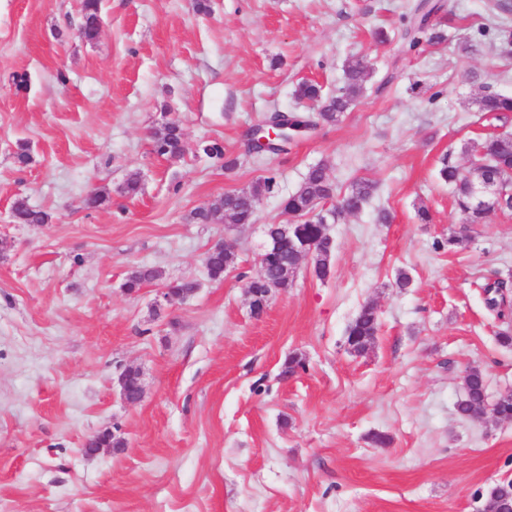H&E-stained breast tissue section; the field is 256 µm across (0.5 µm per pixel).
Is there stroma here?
I'll use <instances>...</instances> for the list:
<instances>
[{"instance_id":"obj_1","label":"stroma","mask_w":512,"mask_h":512,"mask_svg":"<svg viewBox=\"0 0 512 512\" xmlns=\"http://www.w3.org/2000/svg\"><path fill=\"white\" fill-rule=\"evenodd\" d=\"M433 2L443 41L407 52L415 0H208L205 14L193 0H102L91 41L80 0H0V512H482L512 480V421L456 411L469 368L489 397L512 390V346L481 290L512 283V212L468 223L438 176L468 167L473 141L512 133L479 104L512 95V54L493 40L512 0L507 13ZM353 58L366 92L339 122L248 152L271 113L314 112L298 84L336 93ZM174 118L185 152L170 160L152 133ZM206 139L237 167L199 153ZM320 162L338 192L360 178L376 190L328 225L329 276L303 260L253 316L244 285L265 227L289 223L283 200ZM270 175L254 223L191 220ZM96 191L106 202L83 209ZM21 198L48 223H14ZM224 238L237 258L214 281L202 257ZM138 266L162 277L127 292ZM182 279L197 292L160 303ZM368 303L379 331L356 354L346 330ZM129 367L135 404L118 384ZM105 431L122 447L86 455Z\"/></svg>"}]
</instances>
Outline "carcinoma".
<instances>
[{
  "label": "carcinoma",
  "mask_w": 512,
  "mask_h": 512,
  "mask_svg": "<svg viewBox=\"0 0 512 512\" xmlns=\"http://www.w3.org/2000/svg\"><path fill=\"white\" fill-rule=\"evenodd\" d=\"M438 10L426 0H421L414 7V14L418 16V24L406 28L402 39L413 49L420 44V34L424 32V25L428 18ZM82 36L91 41L99 33L101 24V0H82L81 3ZM365 66L362 61H351L345 68V85L339 93L328 95L323 92L322 86L317 83L303 82L296 89V96L315 103L317 112L311 115L289 114L288 122L295 125L315 126L334 124L349 107L361 98L366 91ZM480 111L489 114L499 121H507L512 113V96L497 92L486 93L480 101ZM153 147L160 156L170 159L179 158L183 154L182 130L179 121L172 119L160 130L155 132ZM199 149L209 158L213 159L218 167L231 170L236 166V160L225 156L224 144L218 140L203 141ZM470 155L477 161L467 169L442 162L439 177L442 181L452 185L455 190V204L457 209L467 216L472 224H478L489 214L493 205V196L487 194L478 196L474 185L490 173L500 174L507 178L512 175V134L502 133L489 135L470 146ZM327 166L318 163L312 166L306 174L301 186L283 201V210L296 219L290 233V239L270 251L265 264L260 266L251 276L245 288L263 290L272 285L286 288L291 277L297 270L294 265L293 249L290 243H295L303 249H313V272L319 279L326 278L330 273V258L333 245L324 236V220L336 219L339 213H357L361 211L371 199L375 186L366 179H356L349 185L347 191L339 200V204L325 211V214L316 213V209L335 197L336 188L328 180ZM275 180L266 177L262 183L249 191H237L224 194L219 205L208 209H198L193 213L192 219L197 224H220L225 218H230L231 225L251 224L255 219L257 202L263 193L273 190ZM12 216L19 224H46L48 214L30 207L25 200L19 199L13 205ZM235 262V254L225 250H209L203 257V265L212 280L224 278V272ZM162 278V272L152 267L133 268L123 288L132 293L142 285ZM168 294L177 298H187L198 288L194 280H178L166 285ZM489 309L497 310L498 301L512 292L503 282L486 283L482 286ZM379 329L378 315L373 308L366 304L347 329L346 343L350 350L361 354L373 343ZM465 398L457 405L458 414L471 418L472 402L479 399L486 382L481 370L473 368L467 370L464 377ZM122 441L115 438L110 432L99 434L86 443L88 448H119ZM512 501L504 498V493L498 487H492L486 494L483 503V512H508Z\"/></svg>",
  "instance_id": "1"
}]
</instances>
